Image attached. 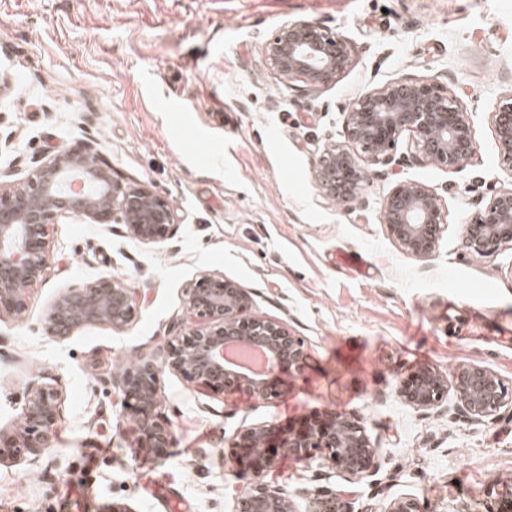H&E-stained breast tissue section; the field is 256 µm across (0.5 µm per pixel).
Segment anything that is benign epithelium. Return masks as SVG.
Here are the masks:
<instances>
[{
  "label": "benign epithelium",
  "instance_id": "7a95c632",
  "mask_svg": "<svg viewBox=\"0 0 512 512\" xmlns=\"http://www.w3.org/2000/svg\"><path fill=\"white\" fill-rule=\"evenodd\" d=\"M348 42L308 20L287 21L266 46L269 67L285 83L300 81L309 91L326 85L351 63ZM501 147L500 165L512 179V95L492 113ZM345 140L327 146L317 157L313 179L323 196L351 201L365 186L367 172L394 161L400 137L412 135L416 155L450 171L464 166L474 150V129L457 98L434 77L386 83L361 94L344 118ZM382 214L388 236L415 261L428 263L447 231V207L440 196L417 182H398L387 194ZM76 218L87 224H122L143 245L163 244L179 233L178 216L167 198L126 181L94 139L49 155L29 170L25 180L0 171V320L16 318L27 307L32 287L42 280L54 248V226ZM467 252L491 256L512 246V188L492 197L484 210L462 226ZM188 312L203 322L169 337L160 357H138L120 379V413L137 430L138 447L160 457L175 441L172 422L158 411L165 372H175L214 393H242L252 399L278 397V376L302 374L308 359L305 340L277 322L252 313L248 292L202 270L184 290ZM138 311V296L121 276H105L68 288L49 307L44 333L66 336L94 324L126 329ZM227 342L254 344L272 358L261 377L224 363ZM479 422L512 406V392L490 370L462 367L449 377L420 366L399 381L398 396L408 407L429 410L448 396ZM20 423L7 435L0 431V459L34 461L50 447L61 421L60 393L53 384L31 381L23 395ZM230 459L242 487L235 512H297L293 498L265 481L280 452L302 461L321 455L332 469L364 475L376 464V449L360 421L323 412L287 427L263 423L238 431Z\"/></svg>",
  "mask_w": 512,
  "mask_h": 512
}]
</instances>
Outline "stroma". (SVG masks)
I'll use <instances>...</instances> for the list:
<instances>
[{"mask_svg": "<svg viewBox=\"0 0 512 512\" xmlns=\"http://www.w3.org/2000/svg\"><path fill=\"white\" fill-rule=\"evenodd\" d=\"M314 21L345 38L352 63L313 92L279 80L266 43L282 23ZM435 77L468 112L474 153L448 171L419 159L411 135L393 164L367 176L349 203L321 196L312 171L344 140L362 93ZM0 169L22 181L53 151L97 139L113 168L166 197L174 243L142 245L122 225L75 219L21 317L0 321V429L20 419L27 383L54 379L62 418L36 462L0 461L8 512H232L239 484L228 444L237 431L333 411L361 420L377 450L371 473L325 460L279 458L269 485L301 512L320 491L350 512H491L512 485V410L481 423L457 408L417 411L401 377L427 364L445 374L478 364L512 388V247L476 257L458 228L512 180L501 169L491 113L512 94V0H0ZM436 191L448 230L428 263L390 240L382 204L400 181ZM361 254L360 275L339 262ZM210 270L246 288L256 315L305 339L302 377L256 401L163 376L159 410L176 440L166 457L137 446L120 414L119 383L138 356L198 325L184 290ZM126 278L140 297L124 331L92 325L59 339L41 322L64 290Z\"/></svg>", "mask_w": 512, "mask_h": 512, "instance_id": "stroma-1", "label": "stroma"}]
</instances>
